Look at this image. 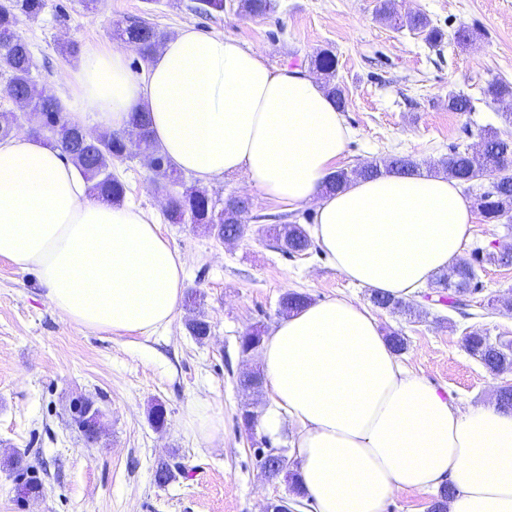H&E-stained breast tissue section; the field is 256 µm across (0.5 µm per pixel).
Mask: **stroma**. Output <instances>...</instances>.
Returning a JSON list of instances; mask_svg holds the SVG:
<instances>
[{"label": "stroma", "mask_w": 512, "mask_h": 512, "mask_svg": "<svg viewBox=\"0 0 512 512\" xmlns=\"http://www.w3.org/2000/svg\"><path fill=\"white\" fill-rule=\"evenodd\" d=\"M193 3L93 0L85 7L80 0H50L41 19L21 24L19 32L33 53L38 85L54 93L78 64L59 54V44L74 42L83 54L114 46L116 26L140 17L170 34L189 24L234 39L261 50L275 68L308 72L317 51L331 50L346 97L342 116L352 130L343 168L406 154L436 169L452 147L478 149L484 130L512 131L503 118L512 112V98L495 101L484 93L491 80L512 84V0H396L399 12H421L442 31L435 46L421 33L382 20L379 0H273V11L263 16L241 12L240 0H224L223 12L211 17L194 12ZM452 91L468 96L472 111H449ZM113 170L127 184V202L162 218L146 162H117ZM206 189L249 198L251 231L226 243L204 228L162 218V233L187 260L186 286L198 289L202 300L181 307L154 334L72 323L46 300L35 271L0 259V512H262L267 502L288 496L283 479L263 477L251 440L289 449L290 426L274 436L260 427L250 435L240 426L244 408L262 417L272 407L268 392L253 394L240 385L256 363L242 354L240 338L255 326L271 330L286 292L365 305L370 292L349 284L317 249L287 256L258 235L260 216L285 215L304 225L313 206L296 209L268 199L240 175ZM477 274L480 290L470 297V318L431 301L416 315L375 312L382 333L404 336L405 366L448 391L463 409L495 400L498 389L512 386V370L490 372L462 342L469 327L512 339V312L487 310L491 299L512 296V265H486ZM197 316L211 326L210 337L200 342L186 329ZM79 395L106 414L93 445L68 425L70 401ZM158 403L167 412L161 429L150 419ZM199 404L223 418L219 440L209 443L186 429L189 411ZM17 451L37 470L39 498L21 499L4 464ZM171 458L185 474L157 485V463Z\"/></svg>", "instance_id": "obj_1"}]
</instances>
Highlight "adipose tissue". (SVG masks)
Instances as JSON below:
<instances>
[{"mask_svg": "<svg viewBox=\"0 0 512 512\" xmlns=\"http://www.w3.org/2000/svg\"><path fill=\"white\" fill-rule=\"evenodd\" d=\"M74 122L121 130L149 114L163 153L206 184L240 174L265 197L315 210L311 233L350 283L410 297L463 254L472 205L445 174L360 179L325 194L350 131L320 80L180 27L142 76L127 51L88 52L67 71ZM0 259L35 269L65 319L150 333L175 318L186 259L148 212L90 198L58 150L0 142ZM276 433L288 415L314 512H384L401 490L451 484L448 512H512V412L459 408L401 363L363 305L338 297L283 317L263 341Z\"/></svg>", "mask_w": 512, "mask_h": 512, "instance_id": "obj_1", "label": "adipose tissue"}]
</instances>
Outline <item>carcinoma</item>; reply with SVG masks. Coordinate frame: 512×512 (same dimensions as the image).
<instances>
[{
  "mask_svg": "<svg viewBox=\"0 0 512 512\" xmlns=\"http://www.w3.org/2000/svg\"><path fill=\"white\" fill-rule=\"evenodd\" d=\"M393 4L394 0H383L379 9L382 19L399 28L406 27L422 33L429 41L441 38L440 31L430 26L426 16L419 13L401 15L396 12ZM47 8L48 0H0V75L8 77L11 92L29 99L32 111L41 116V127L37 129L36 136L47 145L67 154L86 180L91 182V190L97 196L121 203L125 198L126 187L118 175L112 172V165L116 161L129 159L124 132H105L96 141L87 140L84 128L70 119L55 95L36 85L32 75V53L29 43L19 34L18 27L23 21H38ZM240 9L249 15L262 16L273 9V3L272 0H240ZM116 35L122 42L132 46L145 62L167 37L165 31L145 19L118 27ZM312 66L323 76L324 84L335 99L336 106L343 107L344 92L335 81L336 56L329 50H322L312 60ZM128 129L138 134L139 148L154 156L156 166L153 173L158 184L163 186L173 179L181 178L182 172L172 165L156 144L147 113H134ZM483 137L485 149L482 152L470 153L466 149L455 148L443 160L442 168L448 175L464 184L482 178L493 179L475 204L482 220L495 224L512 217V177L503 174L508 167H512V135L503 137L489 129L484 132ZM420 170L421 163L413 157L392 155L379 163L367 164L361 168L339 169L326 179L323 188L327 192H336L355 179H371L384 173L418 175ZM233 199L234 196L231 195L221 203L204 190L187 187L177 192L166 218L172 224H199L217 239L234 234L242 237L249 231L248 225L238 222L233 213L225 211ZM266 233L283 253L298 254L312 246L306 229L299 223L275 224ZM471 256L472 260L461 261L459 273L453 279L450 280L448 275L443 274L436 280V287L444 291L442 298L448 300L453 308L457 307L458 295L477 286L476 267L486 263L505 266L512 264V252L504 254L477 246L472 250ZM370 300L381 309L395 311L414 308L412 300L386 294L373 293ZM308 301L310 297L304 293L287 292L281 298L279 313L284 316ZM464 347L492 372L512 370V350H501L490 341L487 333L478 328H472L465 334ZM92 403L93 399L80 396L73 399L70 406V423L89 444L97 442V438L84 429V414ZM7 466L13 470L15 477L23 480L19 485L23 497L41 493L42 483L34 466L27 463L23 455L10 456ZM296 467L297 463L288 462L287 478L289 491L293 494L295 503L300 504L305 493ZM176 469H182V463L172 464L165 460L159 462L154 472L156 484L162 486L168 483L174 477Z\"/></svg>",
  "mask_w": 512,
  "mask_h": 512,
  "instance_id": "obj_1",
  "label": "carcinoma"
}]
</instances>
